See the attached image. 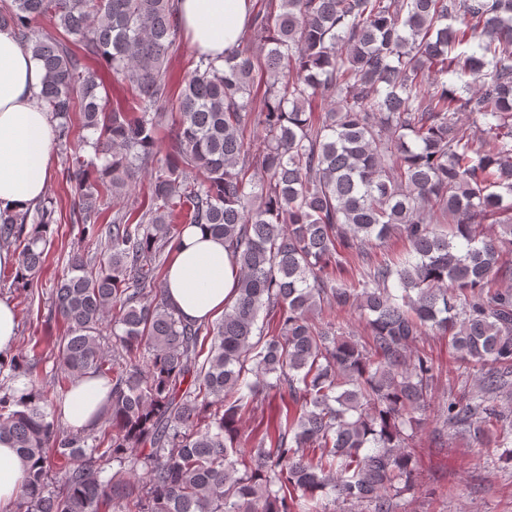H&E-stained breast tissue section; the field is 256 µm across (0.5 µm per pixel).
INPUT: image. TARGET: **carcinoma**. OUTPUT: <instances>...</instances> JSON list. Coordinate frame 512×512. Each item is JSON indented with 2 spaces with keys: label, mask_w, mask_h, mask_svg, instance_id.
<instances>
[{
  "label": "carcinoma",
  "mask_w": 512,
  "mask_h": 512,
  "mask_svg": "<svg viewBox=\"0 0 512 512\" xmlns=\"http://www.w3.org/2000/svg\"><path fill=\"white\" fill-rule=\"evenodd\" d=\"M1 28L45 72L76 223L103 245L72 253L53 286V379L33 377L35 346L0 361V440L28 461L13 512H399L421 483L427 411L512 461V0H263L241 45L199 55L177 93V0H10ZM90 60L128 82L126 105ZM77 124L92 136L74 139ZM54 213L47 198L0 212L21 292ZM191 224L238 268L211 324L164 297L161 256ZM397 230L410 250L378 258ZM347 310L368 340L343 335ZM429 334L452 360L437 405ZM87 375L112 385L105 427L66 434L61 403ZM270 398L276 421L243 432Z\"/></svg>",
  "instance_id": "obj_1"
}]
</instances>
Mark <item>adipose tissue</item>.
Returning a JSON list of instances; mask_svg holds the SVG:
<instances>
[{"instance_id":"obj_1","label":"adipose tissue","mask_w":512,"mask_h":512,"mask_svg":"<svg viewBox=\"0 0 512 512\" xmlns=\"http://www.w3.org/2000/svg\"><path fill=\"white\" fill-rule=\"evenodd\" d=\"M184 29L195 51L220 57L251 22V0H181ZM44 71L11 30H0V209L22 211L42 200L51 181L55 130L39 97ZM237 269L222 238L206 227L184 228L166 273V296L186 320L206 321L235 298ZM110 386L83 379L62 410L67 424L99 423ZM26 465L0 442V512H8Z\"/></svg>"}]
</instances>
